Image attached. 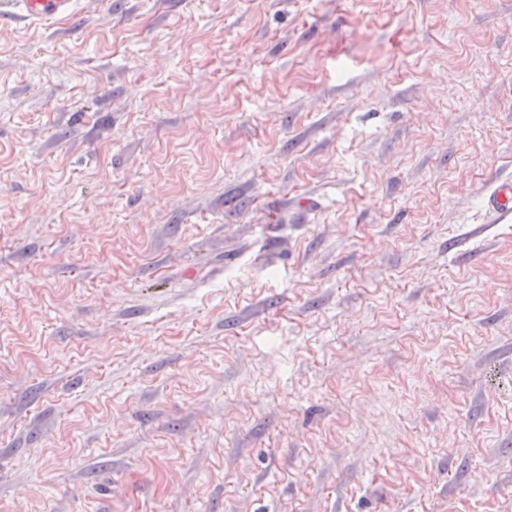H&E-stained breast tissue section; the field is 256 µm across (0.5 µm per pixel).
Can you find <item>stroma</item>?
I'll return each mask as SVG.
<instances>
[{"label": "stroma", "instance_id": "stroma-1", "mask_svg": "<svg viewBox=\"0 0 512 512\" xmlns=\"http://www.w3.org/2000/svg\"><path fill=\"white\" fill-rule=\"evenodd\" d=\"M0 26V512H512V0H76ZM486 222L500 224L512 220V179L503 178L492 181L484 197Z\"/></svg>", "mask_w": 512, "mask_h": 512}]
</instances>
